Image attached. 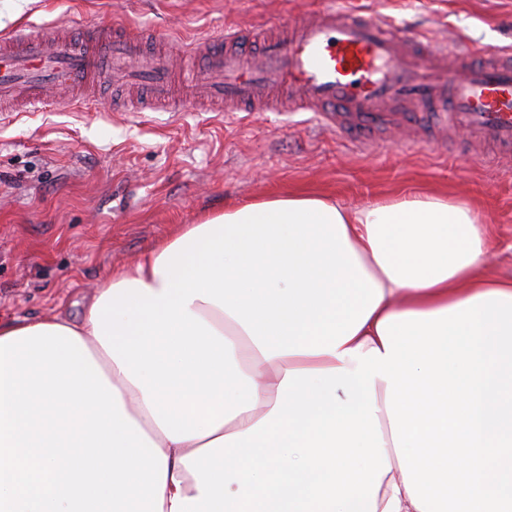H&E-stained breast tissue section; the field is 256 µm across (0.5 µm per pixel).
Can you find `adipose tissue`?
<instances>
[{
    "label": "adipose tissue",
    "mask_w": 512,
    "mask_h": 512,
    "mask_svg": "<svg viewBox=\"0 0 512 512\" xmlns=\"http://www.w3.org/2000/svg\"><path fill=\"white\" fill-rule=\"evenodd\" d=\"M466 203L225 204L0 320V512H512V277Z\"/></svg>",
    "instance_id": "1"
}]
</instances>
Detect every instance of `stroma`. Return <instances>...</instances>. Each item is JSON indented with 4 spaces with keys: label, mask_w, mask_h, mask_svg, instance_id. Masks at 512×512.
I'll return each mask as SVG.
<instances>
[{
    "label": "stroma",
    "mask_w": 512,
    "mask_h": 512,
    "mask_svg": "<svg viewBox=\"0 0 512 512\" xmlns=\"http://www.w3.org/2000/svg\"><path fill=\"white\" fill-rule=\"evenodd\" d=\"M432 37L512 46V0H349ZM327 0H0V36L23 21L69 32L124 21L172 52L225 26L262 27ZM98 85L91 109L51 91L42 108L0 121V319L79 318L112 268L225 204L309 190L358 206L404 190L470 202L492 224L491 263L512 276V168L484 161L459 130L427 145L422 126L370 153L349 149L314 113L224 116L116 111Z\"/></svg>",
    "instance_id": "stroma-1"
}]
</instances>
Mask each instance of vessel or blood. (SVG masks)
Listing matches in <instances>:
<instances>
[{
  "instance_id": "b4317fda",
  "label": "vessel or blood",
  "mask_w": 512,
  "mask_h": 512,
  "mask_svg": "<svg viewBox=\"0 0 512 512\" xmlns=\"http://www.w3.org/2000/svg\"><path fill=\"white\" fill-rule=\"evenodd\" d=\"M134 24L93 27L82 44L28 23L0 38V112H27L48 89L86 101L106 79L136 85L133 113L178 112L205 102L231 112L316 111L322 125L359 151L379 134L426 117L434 131L463 128L512 166V49L454 43L433 51L420 32L368 12L332 6L312 20L290 19L186 47L191 80L165 56L146 54Z\"/></svg>"
}]
</instances>
